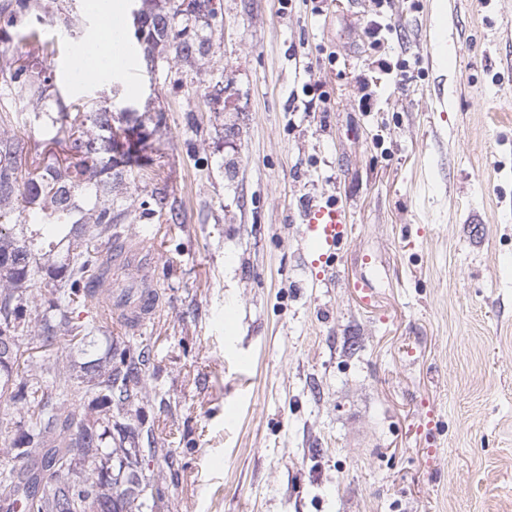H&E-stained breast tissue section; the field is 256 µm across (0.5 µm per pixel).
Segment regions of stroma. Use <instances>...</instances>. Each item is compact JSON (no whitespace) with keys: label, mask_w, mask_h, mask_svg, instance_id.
Listing matches in <instances>:
<instances>
[{"label":"stroma","mask_w":512,"mask_h":512,"mask_svg":"<svg viewBox=\"0 0 512 512\" xmlns=\"http://www.w3.org/2000/svg\"><path fill=\"white\" fill-rule=\"evenodd\" d=\"M211 48L137 68L175 214L149 462L170 512H512V0H213ZM49 58L69 100L73 41ZM349 235L319 277L308 200Z\"/></svg>","instance_id":"stroma-1"}]
</instances>
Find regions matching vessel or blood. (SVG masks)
I'll return each mask as SVG.
<instances>
[{
    "label": "vessel or blood",
    "instance_id": "vessel-or-blood-1",
    "mask_svg": "<svg viewBox=\"0 0 512 512\" xmlns=\"http://www.w3.org/2000/svg\"><path fill=\"white\" fill-rule=\"evenodd\" d=\"M307 235L309 247L319 256H332L348 234L345 213L334 201L313 200L307 206ZM158 258L153 238L138 236L122 250L112 253L103 264L96 281L103 295L94 303L92 311L99 318L120 325L145 324L156 308L155 296L139 279L140 273L155 264ZM121 267L127 273L129 285L112 282L113 267Z\"/></svg>",
    "mask_w": 512,
    "mask_h": 512
}]
</instances>
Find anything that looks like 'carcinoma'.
Segmentation results:
<instances>
[{
	"label": "carcinoma",
	"mask_w": 512,
	"mask_h": 512,
	"mask_svg": "<svg viewBox=\"0 0 512 512\" xmlns=\"http://www.w3.org/2000/svg\"><path fill=\"white\" fill-rule=\"evenodd\" d=\"M146 2L135 37L147 71L169 50L190 65L208 51L203 30L217 16L213 0ZM54 25L82 37L78 15L60 0H0V401L15 408L0 419V512L20 504L23 512H60L70 498L82 512H168L142 467L157 453L152 438L140 447L141 431L130 423L112 435V407L141 399L149 348H114L105 321L75 316L88 307L102 246L122 248L118 228L131 210L119 191L148 176L142 128L147 120L161 125L164 113L117 117L106 105L64 100L50 68L8 47L19 38L46 53L43 27ZM50 97L56 111H41ZM17 102L35 110L30 130L62 151L32 172L22 168L28 141L13 128ZM165 212L175 213L174 203L155 186L141 217ZM97 334L106 337L102 351L91 340ZM70 346L86 361L60 358Z\"/></svg>",
	"instance_id": "obj_1"
}]
</instances>
